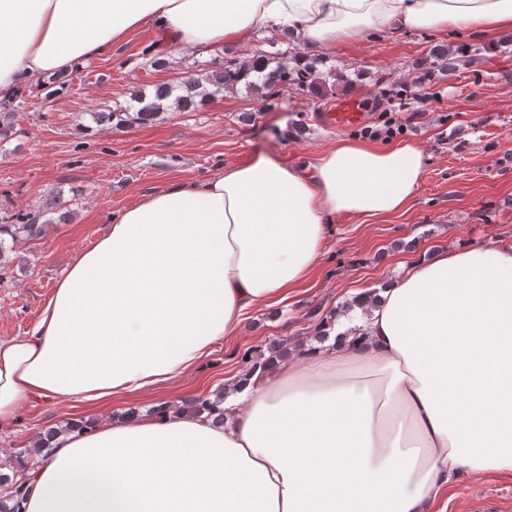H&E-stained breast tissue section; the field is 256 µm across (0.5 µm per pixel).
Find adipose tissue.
<instances>
[{"label":"adipose tissue","mask_w":512,"mask_h":512,"mask_svg":"<svg viewBox=\"0 0 512 512\" xmlns=\"http://www.w3.org/2000/svg\"><path fill=\"white\" fill-rule=\"evenodd\" d=\"M143 27L220 56L260 28L304 51L390 32L512 30V0H0V101ZM423 150L341 139L175 183L111 217L32 330L0 340V426L33 398L175 380L300 284L339 216L406 211ZM336 344L234 382L223 424L176 409L94 420L24 474L19 512H430L472 474H512V248L464 244L357 294Z\"/></svg>","instance_id":"ef3b65f1"}]
</instances>
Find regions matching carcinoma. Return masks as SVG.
I'll list each match as a JSON object with an SVG mask.
<instances>
[{
	"instance_id": "obj_1",
	"label": "carcinoma",
	"mask_w": 512,
	"mask_h": 512,
	"mask_svg": "<svg viewBox=\"0 0 512 512\" xmlns=\"http://www.w3.org/2000/svg\"><path fill=\"white\" fill-rule=\"evenodd\" d=\"M448 50L435 48L426 61L427 73L432 75L442 71L447 65ZM323 63L319 58H311L302 52L287 48L279 53L255 52L249 59L240 61L229 59L220 67L212 69L202 76H185L173 83L155 86L152 96H134L138 107L130 112L128 109H116L112 112H93L91 119L96 124L123 125L128 122L146 123L152 121L161 112L174 108L178 112H196L199 107L214 95L238 86L245 87L249 92L266 101L275 96L278 88L290 85L313 96L321 95V84L330 76L334 81L349 84L352 79L335 70L322 73L318 65ZM14 113H0V150L17 138L13 123ZM45 223L40 216L30 213L5 214L0 217V270L18 263L24 266L15 250L21 240H36L41 237ZM224 403V389H218L208 397H196L183 402V407L202 414L219 416L224 420L220 404ZM88 421L83 419H65L40 431L34 439L33 447L17 448L8 454V467L13 475L0 473V512H18V501L22 495V486L16 481V474L29 468L33 456L47 457L56 446L58 435L82 430Z\"/></svg>"
}]
</instances>
